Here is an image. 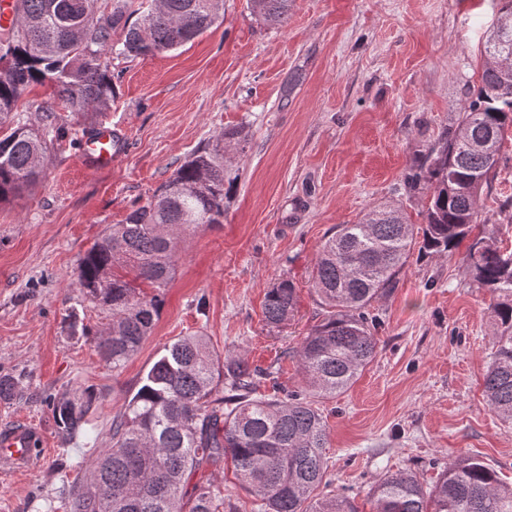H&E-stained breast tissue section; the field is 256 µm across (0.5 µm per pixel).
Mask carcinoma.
Segmentation results:
<instances>
[{
    "instance_id": "obj_1",
    "label": "carcinoma",
    "mask_w": 512,
    "mask_h": 512,
    "mask_svg": "<svg viewBox=\"0 0 512 512\" xmlns=\"http://www.w3.org/2000/svg\"><path fill=\"white\" fill-rule=\"evenodd\" d=\"M14 0L16 23L0 37V124L34 84L50 83L55 101L39 107L42 126L16 122L0 133V203L41 177L49 147L72 135L56 106L75 115L108 109L115 95L108 58L140 57L182 47L222 20V0H157L144 10L135 0ZM293 0H248L270 27L283 25ZM136 21H131V18ZM122 32L119 40L112 39ZM476 98L458 127L431 148L406 177L426 195L424 224L403 210L378 206L343 224L322 245L314 290L328 308L296 351L297 389L283 397L256 395L261 372L239 356L219 358L209 337L195 334L166 346L140 379L124 411L112 419V446L102 450L89 483L74 479L66 512H238L207 481L187 483L199 470L231 460L242 488L261 512H359L354 498L326 493L327 424L319 398L349 389L375 357L378 339L368 307L391 291L411 251L451 257L479 228L462 257L478 287L495 302L498 332L484 378L489 411L512 424V247L498 245L495 224H482V191L497 175L506 130L512 126V0H505L481 49ZM186 160L146 204L110 225L81 258L74 285L112 312L98 337L99 355L120 369L151 335L174 273L177 241L224 223V139ZM154 293H141L139 283ZM296 288L287 279L269 289L263 314L272 327L288 323ZM225 395H218L219 379ZM24 381L0 376V400L24 393ZM99 396L82 387L48 401L56 426L76 437ZM373 512H512V486L470 457L448 463L426 488L410 471L384 477L373 490Z\"/></svg>"
}]
</instances>
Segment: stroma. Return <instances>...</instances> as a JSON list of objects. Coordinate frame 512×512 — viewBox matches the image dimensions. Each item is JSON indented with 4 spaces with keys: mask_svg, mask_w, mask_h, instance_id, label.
Here are the masks:
<instances>
[{
    "mask_svg": "<svg viewBox=\"0 0 512 512\" xmlns=\"http://www.w3.org/2000/svg\"><path fill=\"white\" fill-rule=\"evenodd\" d=\"M504 0H293L266 26L248 0H223L224 22L153 56L111 60L116 98L99 115L64 122L119 138L96 168L81 144L51 149L39 182L0 203V376L21 374L20 399L0 423L28 421L46 453L0 476V512H63L67 478L87 477L112 443V419L177 338L204 333L218 355L269 371L260 394L295 389L296 351L324 318L313 291L319 249L342 224L382 204L421 223L425 196L405 178L457 127L477 91L479 49ZM224 143V222L185 235L151 336L120 371L95 348L112 321L72 281L104 229L144 205L197 149ZM480 218L512 245V136ZM291 281L297 309L278 328L265 295ZM378 348L355 383L319 408L328 426L333 490L372 512L385 475L434 484L452 460L478 457L512 483V426L487 408L483 374L498 320L460 256L411 253L397 288L374 301ZM89 330L72 334L67 314ZM99 402L82 434L58 429L47 407L78 387Z\"/></svg>",
    "mask_w": 512,
    "mask_h": 512,
    "instance_id": "35a3bbf8",
    "label": "stroma"
}]
</instances>
